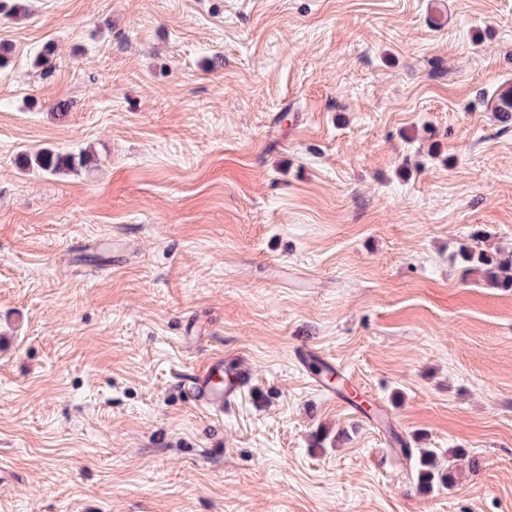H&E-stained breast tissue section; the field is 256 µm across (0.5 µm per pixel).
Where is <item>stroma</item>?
Returning <instances> with one entry per match:
<instances>
[{
    "label": "stroma",
    "mask_w": 512,
    "mask_h": 512,
    "mask_svg": "<svg viewBox=\"0 0 512 512\" xmlns=\"http://www.w3.org/2000/svg\"><path fill=\"white\" fill-rule=\"evenodd\" d=\"M26 4L0 14V512H512V290L455 258L512 253V0ZM42 148L94 161L20 164ZM214 355L251 374L220 415L183 390ZM395 434L464 449L453 485ZM25 167L37 169L53 175H66L87 166L88 152L79 154L42 149L33 153H23L20 157ZM400 452L407 458H416L417 480L421 486L426 488L433 487L437 481L446 483L451 481L454 460L461 459L460 451L448 457V473L447 470L441 468L439 454L432 448H399ZM455 457V458H454Z\"/></svg>",
    "instance_id": "35a3bbf8"
}]
</instances>
